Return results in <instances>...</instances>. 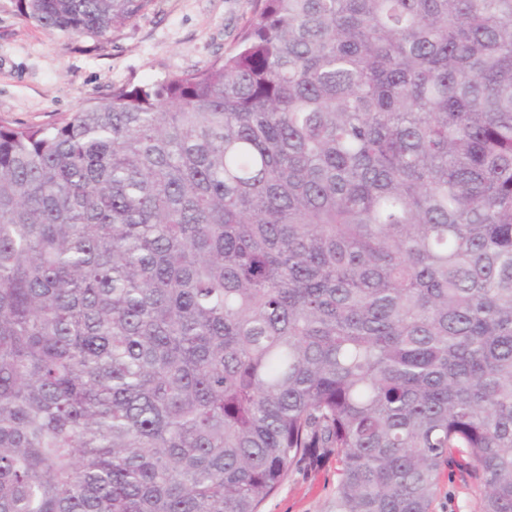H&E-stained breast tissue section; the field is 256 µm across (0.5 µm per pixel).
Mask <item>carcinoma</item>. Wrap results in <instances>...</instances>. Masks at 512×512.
<instances>
[{
  "mask_svg": "<svg viewBox=\"0 0 512 512\" xmlns=\"http://www.w3.org/2000/svg\"><path fill=\"white\" fill-rule=\"evenodd\" d=\"M153 0H20L103 38ZM512 512V0H260L203 68L0 122V512ZM336 479L335 459L289 471L279 490L262 504L261 511L324 512ZM433 512H475V496L461 481L457 470L449 485L448 473L443 478L441 491L433 504Z\"/></svg>",
  "mask_w": 512,
  "mask_h": 512,
  "instance_id": "carcinoma-1",
  "label": "carcinoma"
}]
</instances>
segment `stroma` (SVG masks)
Listing matches in <instances>:
<instances>
[{"mask_svg":"<svg viewBox=\"0 0 512 512\" xmlns=\"http://www.w3.org/2000/svg\"><path fill=\"white\" fill-rule=\"evenodd\" d=\"M255 0H153L102 39L35 26L19 0H0V120L59 123L114 87L210 63L232 49ZM336 462L289 471L261 512H323L336 487Z\"/></svg>","mask_w":512,"mask_h":512,"instance_id":"35a3bbf8","label":"stroma"}]
</instances>
